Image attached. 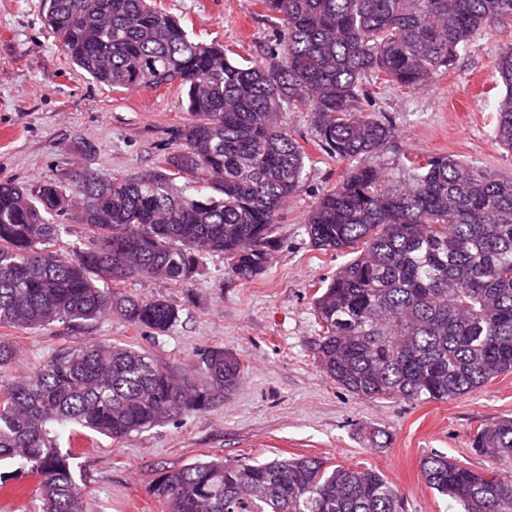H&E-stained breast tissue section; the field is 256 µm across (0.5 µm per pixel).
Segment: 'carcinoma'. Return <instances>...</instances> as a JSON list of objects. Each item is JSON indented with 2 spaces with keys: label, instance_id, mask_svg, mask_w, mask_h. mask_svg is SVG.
<instances>
[{
  "label": "carcinoma",
  "instance_id": "1",
  "mask_svg": "<svg viewBox=\"0 0 512 512\" xmlns=\"http://www.w3.org/2000/svg\"><path fill=\"white\" fill-rule=\"evenodd\" d=\"M261 4L287 37L257 62L193 40L152 0H43L73 65L116 91L176 82L195 120L169 168L137 180L0 183V325L118 313L164 333L178 321L176 306L112 284L136 274L188 284L213 253L238 279L260 274L305 167V150L283 126L288 105L311 112L321 150L351 163L305 225L314 248L352 255L313 297L322 371L362 398L418 403H450L512 373V177L451 155L410 158V181L397 189L375 167L354 164L394 137L369 112L364 80L421 87L475 32L512 20V0ZM494 67L505 89L495 143L512 151V43ZM184 175L204 185L174 193ZM70 219L88 235L68 258L55 246ZM241 371L240 357L220 346L200 350L195 372L179 376L133 348L63 349L0 389V467L17 464L38 479L42 512H85L74 454L59 446L57 428L124 439L178 411L210 410ZM472 448L487 468L433 453L421 462L428 487L460 512H512V418L478 430ZM153 494L167 512H405L379 472L304 456L199 459L164 472Z\"/></svg>",
  "mask_w": 512,
  "mask_h": 512
}]
</instances>
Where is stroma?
<instances>
[{
  "label": "stroma",
  "mask_w": 512,
  "mask_h": 512,
  "mask_svg": "<svg viewBox=\"0 0 512 512\" xmlns=\"http://www.w3.org/2000/svg\"><path fill=\"white\" fill-rule=\"evenodd\" d=\"M155 2L193 39L248 60H263L284 35L281 21L266 15L259 0ZM510 42L511 24L477 32L417 90L370 83L373 109L389 119L395 136L366 164L388 172L397 185L407 182L410 159L436 155L512 177V152L494 140L502 91L494 60ZM190 120L178 86L118 92L74 67L47 25L42 0H0V182L67 181L87 172L135 179L165 166ZM284 122L307 159L280 211L278 246L261 274L247 281L231 277L223 255L214 254L187 285L144 276L120 282L123 293L161 296L177 306L179 322L160 334L116 314L37 329L0 326V341L13 350L11 365L0 371L6 383L31 375L61 349L97 343L147 351L179 372L206 346L241 358L236 388L208 412H184L121 440L73 434L86 512H166L151 492L155 480L200 458L254 463L299 456L378 470L402 492L406 512H459L453 500L427 486L422 459L437 452L475 470L487 467L472 439L484 426L512 417V373L453 402L424 404L360 398L314 360L310 343L319 327L312 297L347 258L316 250L305 225L317 199L348 166L318 149L309 112L288 110ZM373 429L386 434L384 447L368 441ZM6 476L12 491L0 493V512H38L37 479L13 467Z\"/></svg>",
  "instance_id": "stroma-1"
}]
</instances>
